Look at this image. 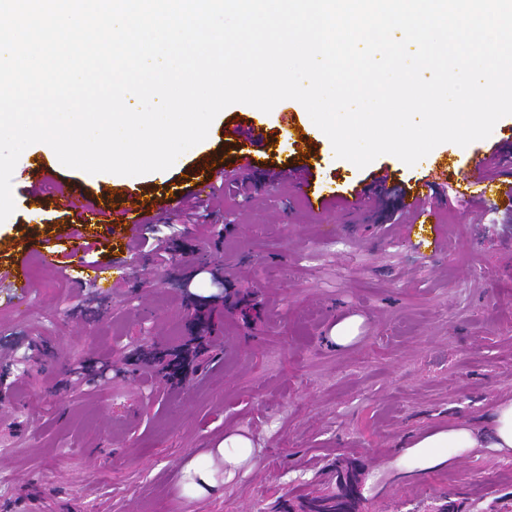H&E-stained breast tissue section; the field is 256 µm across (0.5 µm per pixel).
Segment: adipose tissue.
<instances>
[{
    "label": "adipose tissue",
    "mask_w": 512,
    "mask_h": 512,
    "mask_svg": "<svg viewBox=\"0 0 512 512\" xmlns=\"http://www.w3.org/2000/svg\"><path fill=\"white\" fill-rule=\"evenodd\" d=\"M484 447L505 454L512 453V400L498 406L490 436H482L471 427L462 425L415 440L410 452L421 465L435 466L446 460L448 452H466ZM214 453L224 464L223 474H216L211 465L191 462L182 475L183 489L189 495L202 496L215 486L218 477L232 479L238 471L252 468L255 464L253 444L243 435L225 437Z\"/></svg>",
    "instance_id": "adipose-tissue-1"
}]
</instances>
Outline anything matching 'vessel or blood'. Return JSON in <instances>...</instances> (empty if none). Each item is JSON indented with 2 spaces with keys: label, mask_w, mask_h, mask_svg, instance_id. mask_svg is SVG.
Wrapping results in <instances>:
<instances>
[{
  "label": "vessel or blood",
  "mask_w": 512,
  "mask_h": 512,
  "mask_svg": "<svg viewBox=\"0 0 512 512\" xmlns=\"http://www.w3.org/2000/svg\"><path fill=\"white\" fill-rule=\"evenodd\" d=\"M214 136L235 151L236 160L243 168L251 164L253 152L268 150L281 140L292 143L300 165L296 168H283L282 177L287 179L292 189L299 195L315 196L320 208H328L339 200L338 189L312 186L308 173L312 168L310 160L314 156V151L307 145V136L299 133L296 126L281 128L280 135L276 138L268 137L264 128L256 125H227L218 128ZM502 152V147L496 146L484 152L477 150L472 153L469 159L470 169L463 175L461 187L455 194L458 202L486 208L492 203L489 196L492 189H499L504 195L512 193V167L503 164ZM227 174L228 171L219 156H200L196 163L194 184L186 187L178 183L172 184L170 192L163 195L164 208L180 209L200 200L202 196L210 193L217 179ZM439 186L437 175L431 172L424 175L414 186L404 189L401 197L402 208L409 216L411 224L436 223L438 213L433 198ZM29 200L57 212L74 213L77 218L76 226H73L69 233L73 241L69 251L50 248L39 255L41 264L52 270L84 268V254L95 244L92 227L101 223L103 218H110L113 231L123 240L131 238L146 222L144 204L133 193L121 197L119 203L110 211L91 201L87 193L80 188L61 190L47 198L34 193L30 195ZM0 283L8 284L14 295L26 294L31 288V282L26 274L24 262L15 261L1 266Z\"/></svg>",
  "instance_id": "b4317fda"
}]
</instances>
